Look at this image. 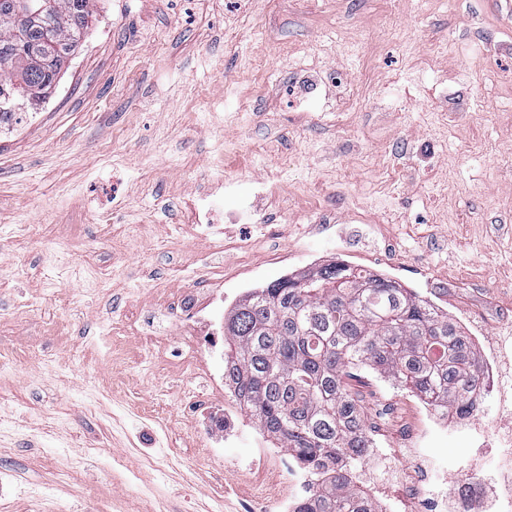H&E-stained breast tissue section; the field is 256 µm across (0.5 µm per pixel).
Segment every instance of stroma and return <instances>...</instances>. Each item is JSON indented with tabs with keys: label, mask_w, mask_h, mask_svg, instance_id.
<instances>
[{
	"label": "stroma",
	"mask_w": 512,
	"mask_h": 512,
	"mask_svg": "<svg viewBox=\"0 0 512 512\" xmlns=\"http://www.w3.org/2000/svg\"><path fill=\"white\" fill-rule=\"evenodd\" d=\"M93 8L43 107L0 136V512H234L216 486L271 442L246 415L215 452L209 385L177 353L186 294L220 330L271 281L386 256L449 317L512 336V0ZM216 178L280 189L202 235L189 206ZM353 387L400 445L413 393L366 369Z\"/></svg>",
	"instance_id": "stroma-1"
}]
</instances>
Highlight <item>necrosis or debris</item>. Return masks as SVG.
<instances>
[{"label": "necrosis or debris", "mask_w": 512, "mask_h": 512, "mask_svg": "<svg viewBox=\"0 0 512 512\" xmlns=\"http://www.w3.org/2000/svg\"><path fill=\"white\" fill-rule=\"evenodd\" d=\"M276 192L273 184L251 185L249 193H238L239 204L230 211L225 210L223 197L203 195L197 205V223L207 226L220 223L224 218L233 224L248 223L255 201L274 196ZM203 317L202 307L188 305L184 310L182 334L195 352L197 367L204 370L212 387L220 389L224 386V369L208 358L211 340L199 326ZM483 371L488 380L493 381L497 398L507 400L512 395V337L500 338L487 346ZM417 412L420 422L407 438L405 447L377 445L368 449V466L355 474L356 482L364 487L380 512H512V428L504 430L497 426L488 431L478 428L474 416L456 419L453 427L470 437L476 462L465 471H454L447 463L429 460L420 452L433 431L444 424L439 411L425 403L418 406ZM489 440L500 447L498 459L490 468L479 462L484 455V444ZM260 454L262 466L253 468L249 485L237 488L238 498L249 497L253 488L263 486L268 488L281 512H292L303 496L302 491L294 488L282 495L278 489L295 473V466L283 463L280 449L264 448ZM411 459L433 470L432 482L422 484L412 480L407 466Z\"/></svg>", "instance_id": "obj_1"}]
</instances>
